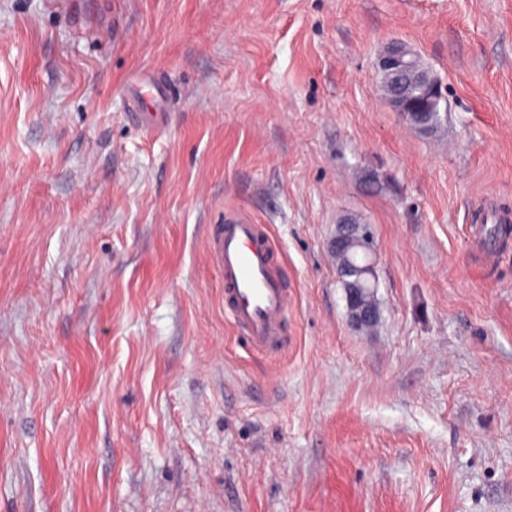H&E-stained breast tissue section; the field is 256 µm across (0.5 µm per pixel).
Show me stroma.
<instances>
[{
    "label": "stroma",
    "mask_w": 512,
    "mask_h": 512,
    "mask_svg": "<svg viewBox=\"0 0 512 512\" xmlns=\"http://www.w3.org/2000/svg\"><path fill=\"white\" fill-rule=\"evenodd\" d=\"M395 40L442 85L433 131L384 98ZM489 199L512 209V0H0V512H512ZM236 207L294 292L275 356L224 316ZM360 239L358 235L353 234L345 246L331 251L336 262V270L339 277L343 272L350 270L349 262L362 265L361 258L367 256L366 248L359 243ZM355 278L363 280L369 285V288H373L374 290H370L369 292L363 294L360 300L361 304L365 306H358L354 301L356 290L348 291L347 289H345L347 292L348 304L351 310L353 311L351 321L356 325H358L359 323L376 321L374 323L359 326L361 328H370L377 323V320L379 318V311L377 308L367 307L373 305L377 306L374 299L375 288H377L374 280V275L370 273H356L355 271H352V274L350 276H344L341 279L344 288H349V282L353 281Z\"/></svg>",
    "instance_id": "1"
}]
</instances>
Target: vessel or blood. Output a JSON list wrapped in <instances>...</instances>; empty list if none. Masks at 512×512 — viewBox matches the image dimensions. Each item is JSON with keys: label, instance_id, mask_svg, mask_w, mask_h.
<instances>
[{"label": "vessel or blood", "instance_id": "obj_1", "mask_svg": "<svg viewBox=\"0 0 512 512\" xmlns=\"http://www.w3.org/2000/svg\"><path fill=\"white\" fill-rule=\"evenodd\" d=\"M213 249L224 276V311L245 344L269 354L285 346L286 276L263 225L244 211L225 215Z\"/></svg>", "mask_w": 512, "mask_h": 512}]
</instances>
